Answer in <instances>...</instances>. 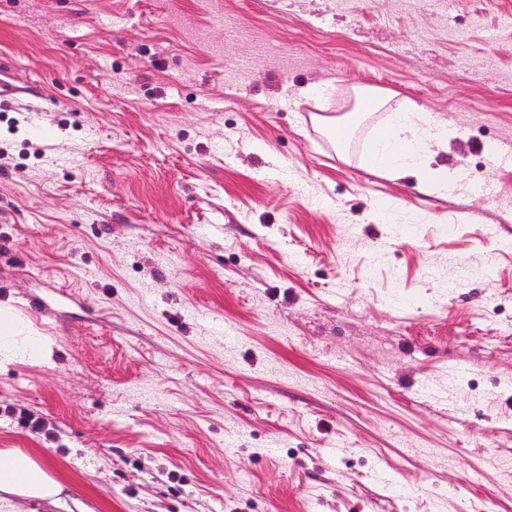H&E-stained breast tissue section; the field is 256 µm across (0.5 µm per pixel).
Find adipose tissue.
<instances>
[{
    "label": "adipose tissue",
    "instance_id": "obj_1",
    "mask_svg": "<svg viewBox=\"0 0 512 512\" xmlns=\"http://www.w3.org/2000/svg\"><path fill=\"white\" fill-rule=\"evenodd\" d=\"M457 126L415 103L394 108L384 129L366 153L365 163L393 180L415 179L428 193H452L462 177L459 170L435 163L436 156L448 149L450 139L458 137ZM61 485L46 465L18 448L0 450V504L41 500L55 503Z\"/></svg>",
    "mask_w": 512,
    "mask_h": 512
}]
</instances>
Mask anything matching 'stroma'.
Listing matches in <instances>:
<instances>
[{
  "label": "stroma",
  "instance_id": "1",
  "mask_svg": "<svg viewBox=\"0 0 512 512\" xmlns=\"http://www.w3.org/2000/svg\"><path fill=\"white\" fill-rule=\"evenodd\" d=\"M356 85L497 199L366 169ZM509 130L512 0H0V449L89 512H512ZM479 148L485 152L486 159L493 168L512 166V140L509 135Z\"/></svg>",
  "mask_w": 512,
  "mask_h": 512
}]
</instances>
